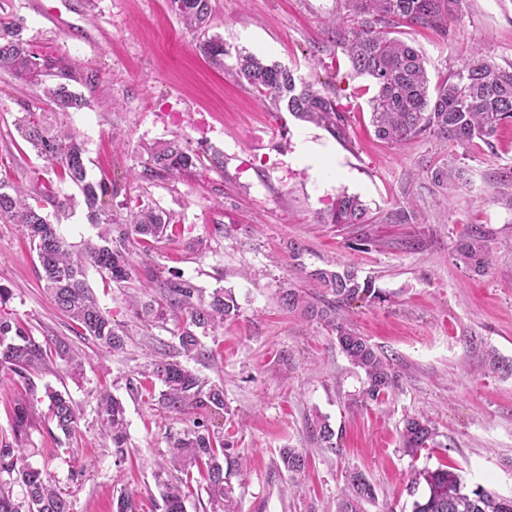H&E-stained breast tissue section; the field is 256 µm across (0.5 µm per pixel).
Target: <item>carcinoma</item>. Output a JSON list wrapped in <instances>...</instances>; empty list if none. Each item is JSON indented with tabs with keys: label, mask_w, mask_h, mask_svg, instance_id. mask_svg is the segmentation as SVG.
<instances>
[{
	"label": "carcinoma",
	"mask_w": 512,
	"mask_h": 512,
	"mask_svg": "<svg viewBox=\"0 0 512 512\" xmlns=\"http://www.w3.org/2000/svg\"><path fill=\"white\" fill-rule=\"evenodd\" d=\"M346 25L336 30L334 44L347 57L358 76L372 80L375 94L370 99L371 122L376 138L397 145L416 138L434 136L456 140L469 149L477 140L489 145L499 128L512 123V63L498 64L477 49H471L462 64L442 81L431 84L423 52L395 36L407 25H426L448 37V15L462 11L465 0H339ZM175 14L190 29L206 33L213 13L212 0H171ZM201 51L215 65L224 64V41L207 38ZM0 69L11 72L29 86L41 89L52 112H77L87 101L71 89L82 81L75 65L64 55L35 50L24 40L17 24L0 21ZM237 74L258 95L268 99L273 109L285 110L302 121L323 125L334 137L345 135L346 118L333 96V83L322 88L278 64H269L253 53L237 55ZM26 110L15 121V129L26 146L41 158L55 175L43 180L34 172L30 189L0 181V220L21 227L42 269L43 288L56 307L102 348L120 350L130 336L126 326L112 322L102 311L86 273L96 269L115 283L129 282L135 273L132 255L147 251L153 243L178 229L172 216L151 200L124 199L118 208L124 217L112 213L107 199L118 190L105 182L89 179L82 143L68 130L48 122L47 112L32 120ZM203 165L196 153L177 140L156 144L149 158L135 173L144 183L173 179ZM466 170L444 163L430 171V180L446 190L466 180ZM70 183L84 197L90 223L99 226L98 241L85 243L76 252L57 233L44 215L46 207L65 209L70 197L59 185ZM368 208L357 196L341 195L323 216L327 224H365ZM489 233L474 225L456 246L457 259L472 273L485 275L492 259ZM316 294L290 288L282 295L283 305L324 326L335 335L336 343L352 365L363 370L365 383L360 402L376 403L396 384V374L388 359L382 358L369 341L343 317L344 310L358 299L385 302L391 295L360 280L351 268H318L308 273ZM239 306L230 290L215 289L209 295L188 279L177 276L163 281L147 303L136 306L135 318L147 327H166L176 322L174 337L178 353L189 358H207L200 340L211 331L236 319ZM72 374L83 370V359L63 337L38 341L31 329L19 320L0 316V370H6L18 384L31 385V376L58 366ZM140 387L153 397L155 382H161L158 404L168 413L190 418L191 426L170 438L167 462L158 465L155 478L162 487L164 512H185V502L195 495L194 482L206 484L210 500L224 499L229 487L224 474V437L209 427L207 415L227 410L224 387L207 385L191 369L167 352L140 372ZM49 418L66 440L76 436L78 410L66 392L49 389ZM33 405L28 395L19 394L14 402V438L27 434ZM101 435L115 452L126 444L125 409L108 393L100 395ZM312 440L323 450L334 451L335 431L327 419L315 415L310 422ZM435 429L424 415L405 419L401 432L403 451L411 458L421 455L434 443ZM280 460L286 472H305L307 455L297 448H284ZM25 486L27 498L17 502L12 487ZM347 498L340 512H356L363 501L376 499V490L366 475L352 470L347 475ZM413 497L411 512H512V497L505 498L478 486L467 489L460 474L448 467L412 470L407 484ZM0 512H71L68 500L42 471L25 462L23 449L0 445ZM113 512H137L136 494L124 488L113 498Z\"/></svg>",
	"instance_id": "obj_1"
}]
</instances>
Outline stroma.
Here are the masks:
<instances>
[{
	"mask_svg": "<svg viewBox=\"0 0 512 512\" xmlns=\"http://www.w3.org/2000/svg\"><path fill=\"white\" fill-rule=\"evenodd\" d=\"M336 0H215L209 32L224 40L223 66L202 56L197 32L186 29L168 0H0L37 48L67 54L78 70L96 74L74 89L88 102L57 115L84 143L88 173L119 197L145 196L173 213L181 231L137 256L133 285L87 283L113 321L134 320L133 300H147L160 280L177 274L205 293L231 290L235 321L203 337L209 359L188 360L206 382L224 386L226 410L209 415L223 432L227 456L248 463V476H230L229 499L216 512H339L346 476L357 469L374 485L376 502L359 512H411L405 486L411 467L455 468L468 487L512 495V205L498 197L501 172L512 167V125L492 144L471 150L452 139L421 137L399 146L376 139L370 124V79L348 64L332 70ZM449 39L419 25L401 39L427 58L431 81L455 70L467 47L499 64L512 62V0H466L449 17ZM288 67L303 77L332 79L347 117L344 139L309 122H278L273 110L236 74L238 51ZM39 106L35 89L0 70V179L29 185L44 162L23 144L14 119ZM179 139L193 152H215L223 168L192 170L176 180L145 184L129 171L159 141ZM463 161L466 185L442 190L429 168ZM49 220L75 247L94 237L79 189ZM359 196L369 223L324 224L317 215L341 194ZM230 236L214 232L215 225ZM475 225L490 232L493 266L466 271L456 242ZM302 250L289 257L290 244ZM351 266L373 278L391 301L352 303L356 330L391 359L398 385L382 401L361 405L363 372L327 329L283 308V289H310L308 271ZM35 252L18 225L0 221V285L11 290L5 310L35 337L66 338L85 359L83 372L35 375L29 396L33 422L22 443L29 464L62 491L72 512H112L123 487L139 491L138 512H162L153 477L169 451L168 438L186 428L157 400L138 394L139 372L173 343L175 323L135 330L124 350L108 351L79 336L54 306L40 279ZM68 392L78 407L76 436L58 442L48 417L47 389ZM109 391L126 408L124 453L102 447L97 396ZM327 417L337 452L310 437L315 415ZM427 415L436 431L431 456L402 452L405 418ZM298 448L309 468L293 483L279 451Z\"/></svg>",
	"mask_w": 512,
	"mask_h": 512,
	"instance_id": "stroma-1",
	"label": "stroma"
}]
</instances>
